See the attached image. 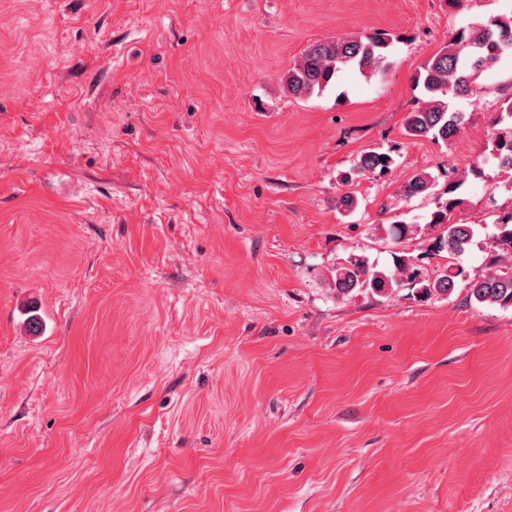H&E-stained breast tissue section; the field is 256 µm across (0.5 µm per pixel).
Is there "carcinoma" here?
Masks as SVG:
<instances>
[{
    "mask_svg": "<svg viewBox=\"0 0 512 512\" xmlns=\"http://www.w3.org/2000/svg\"><path fill=\"white\" fill-rule=\"evenodd\" d=\"M390 35L378 31L364 37L325 38L310 45L293 68L284 76L288 95L308 98L323 91L345 67H355L370 77L385 75L389 69ZM512 53V17H494L488 22L459 29L419 70L417 81L424 88L427 100L409 113L404 129L412 137H431L446 142L460 132L466 122L465 113L455 107V100L467 96L477 86L482 73L502 56ZM493 155L501 167L512 170V103L507 112L493 120L490 135ZM395 160L388 152L370 150L359 155L353 173L366 176L386 173ZM435 178L429 173L412 177L404 186L408 197L430 192ZM461 183L448 184L446 200L437 203L428 224L439 229L432 249L446 253V263L434 276L420 277L411 258L398 255L389 272L373 269L365 260L356 258L336 268L333 279L336 295L347 296L360 288L374 294L390 291L406 278L419 280L426 298L448 297L455 290L457 279L467 278L469 301L479 305L512 309V211L498 218L494 244L498 260L487 271L473 277L462 264L474 244L478 228L474 224L451 221V213L463 204L454 196Z\"/></svg>",
    "mask_w": 512,
    "mask_h": 512,
    "instance_id": "cac0c4a2",
    "label": "carcinoma"
}]
</instances>
